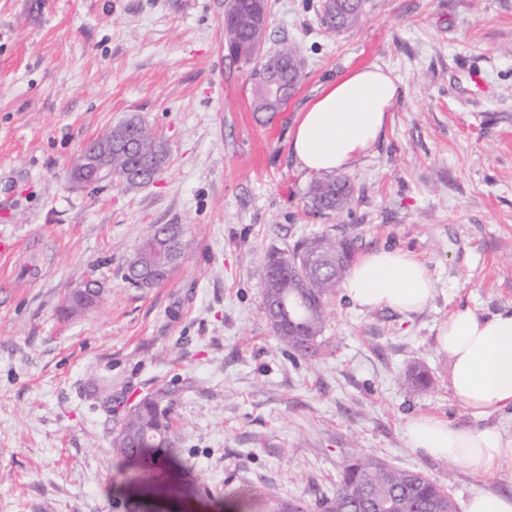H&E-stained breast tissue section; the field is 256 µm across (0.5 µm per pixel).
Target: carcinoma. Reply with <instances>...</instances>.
I'll return each mask as SVG.
<instances>
[{"label": "carcinoma", "mask_w": 512, "mask_h": 512, "mask_svg": "<svg viewBox=\"0 0 512 512\" xmlns=\"http://www.w3.org/2000/svg\"><path fill=\"white\" fill-rule=\"evenodd\" d=\"M256 0H232L228 14L230 24L224 28V44L235 58L255 62L251 71L256 110L264 111L265 81L272 75L281 81L300 83L304 76V61L299 48L292 42H282L279 49L265 54L252 42L256 21ZM364 0H335L323 2L321 21L332 33H339L358 21ZM112 141L128 140L127 151H112V171L116 179L129 189L144 185V180L167 161L163 141L144 122L130 117L110 130ZM314 209L340 213L353 201L350 183L334 175H323L313 180L307 191ZM322 246L325 268L305 280L288 282L260 281L262 314L270 325L280 348L304 357L314 356L319 349L325 319V301L340 288L355 255L336 265V237L323 234L309 239ZM166 247L179 256L186 249L185 229L181 224L166 225V236L156 239L149 232L125 263L124 272L136 264L150 261L159 247ZM95 292L78 300L67 295L61 311L77 315L94 301ZM168 392L162 389L142 398L134 410L124 413L113 431L112 447L120 456L121 485L137 487L148 493L163 495L169 490L173 472L185 469L181 461L179 438L167 421V407L162 405ZM153 461L151 469L147 461ZM265 512H289L288 504L281 501L269 488L255 491ZM367 498L397 500L398 512H457L449 488L421 471L398 470L383 461L360 456L345 466L335 493L318 499L315 512H351Z\"/></svg>", "instance_id": "obj_1"}]
</instances>
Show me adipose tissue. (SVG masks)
<instances>
[{"instance_id":"obj_1","label":"adipose tissue","mask_w":512,"mask_h":512,"mask_svg":"<svg viewBox=\"0 0 512 512\" xmlns=\"http://www.w3.org/2000/svg\"><path fill=\"white\" fill-rule=\"evenodd\" d=\"M397 92L390 71L378 65L326 83L290 134L296 163L316 174L352 168L383 135ZM341 288L359 308L410 315L428 306L435 285L414 255L382 247L359 256ZM437 343L449 359L448 388L471 416L512 411V310L487 317L468 307L453 310L439 327ZM404 435L416 454L458 463L476 476L512 463V435L497 428L454 426L417 415L406 421Z\"/></svg>"}]
</instances>
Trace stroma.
Returning a JSON list of instances; mask_svg holds the SVG:
<instances>
[{"mask_svg": "<svg viewBox=\"0 0 512 512\" xmlns=\"http://www.w3.org/2000/svg\"><path fill=\"white\" fill-rule=\"evenodd\" d=\"M322 4L270 0L265 51L290 41L305 63L271 117L224 47V0H0V227L19 243L0 255V512H129L112 431L162 387L205 512L263 485L315 503L357 455L448 483L459 512L512 492V464L477 477L403 434L428 414L512 435L511 412L477 420L453 399L436 341L456 308H512V0H366L335 35ZM367 65L396 79L392 119L345 173L351 207L316 211L289 134L324 84ZM131 115L167 143L157 179L74 186L84 143ZM161 224L184 226L185 255L132 287L126 258ZM316 233L413 253L430 305L405 316L339 292L316 356L282 353L263 266ZM90 279L98 302L62 317ZM415 369L425 394L403 386Z\"/></svg>", "mask_w": 512, "mask_h": 512, "instance_id": "obj_1", "label": "stroma"}]
</instances>
